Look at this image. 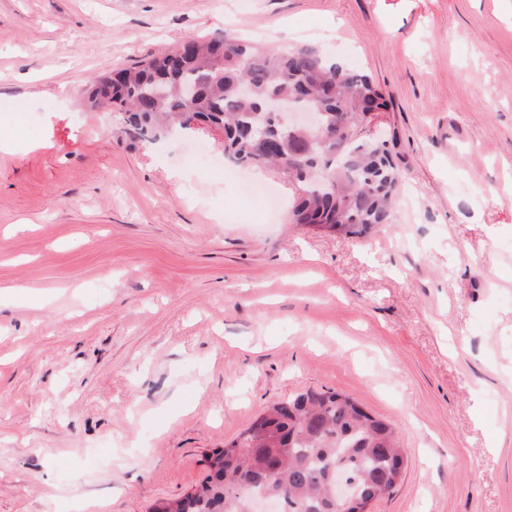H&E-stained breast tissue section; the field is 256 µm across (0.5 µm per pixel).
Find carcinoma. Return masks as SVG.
Masks as SVG:
<instances>
[{
	"label": "carcinoma",
	"mask_w": 512,
	"mask_h": 512,
	"mask_svg": "<svg viewBox=\"0 0 512 512\" xmlns=\"http://www.w3.org/2000/svg\"><path fill=\"white\" fill-rule=\"evenodd\" d=\"M182 44L176 58L165 52L99 75L86 90L91 107L122 114L133 131L155 140L182 128L192 92L193 116L222 133L234 162L281 166L257 146L260 128L280 144L296 191L291 223L345 237L392 223L400 173L389 142L349 140L359 118L388 107L374 81L307 46L275 52L230 32ZM272 96L296 110L319 105L322 137L271 119L262 108ZM403 465L389 422L350 395L308 390L271 406L206 458L198 487L152 512H252L262 498L278 501L281 512H361L391 492ZM338 473L354 483L356 498L341 508L333 496Z\"/></svg>",
	"instance_id": "carcinoma-1"
}]
</instances>
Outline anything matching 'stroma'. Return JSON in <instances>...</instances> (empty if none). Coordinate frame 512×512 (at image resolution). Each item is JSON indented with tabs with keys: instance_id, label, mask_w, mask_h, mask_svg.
Wrapping results in <instances>:
<instances>
[{
	"instance_id": "stroma-1",
	"label": "stroma",
	"mask_w": 512,
	"mask_h": 512,
	"mask_svg": "<svg viewBox=\"0 0 512 512\" xmlns=\"http://www.w3.org/2000/svg\"><path fill=\"white\" fill-rule=\"evenodd\" d=\"M307 45L390 100L393 223H289L220 132L149 141L89 81L224 32ZM0 512H149L307 390L404 450L369 512H512V17L501 0H0Z\"/></svg>"
}]
</instances>
